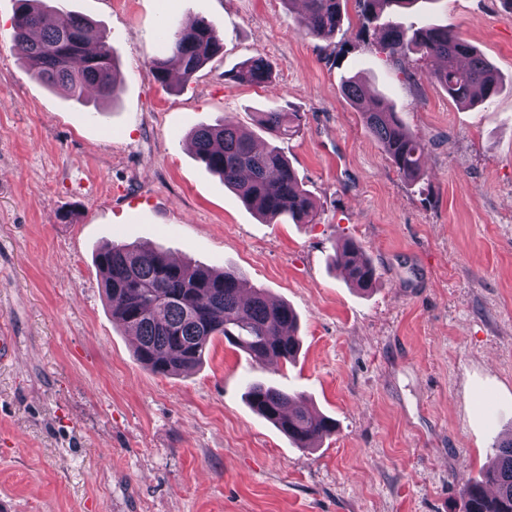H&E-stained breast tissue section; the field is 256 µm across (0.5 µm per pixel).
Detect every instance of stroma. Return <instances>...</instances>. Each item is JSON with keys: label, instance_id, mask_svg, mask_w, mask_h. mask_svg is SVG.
<instances>
[{"label": "stroma", "instance_id": "1", "mask_svg": "<svg viewBox=\"0 0 512 512\" xmlns=\"http://www.w3.org/2000/svg\"><path fill=\"white\" fill-rule=\"evenodd\" d=\"M107 35L116 100H76L34 79L0 0V498L12 512H463L498 441L512 437V6L418 0L386 13L448 25L497 67L474 107L392 59L359 29L355 0L330 38L299 33L290 0H64ZM213 21L224 51L187 83L154 79L160 30ZM263 56L271 86L235 82ZM357 77L427 146L397 173L341 93ZM300 116L279 146L317 203L312 223H263L198 160L191 131L260 112ZM360 243L363 291L329 263ZM153 244L298 316L293 362L259 364L223 338L158 375L112 318L95 255ZM252 381L300 394L334 434L297 447L249 406Z\"/></svg>", "mask_w": 512, "mask_h": 512}]
</instances>
